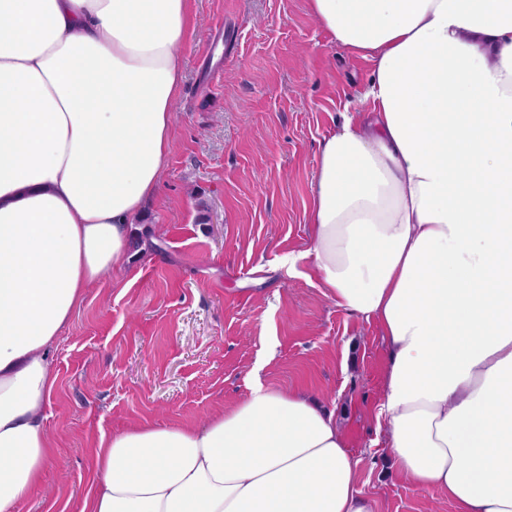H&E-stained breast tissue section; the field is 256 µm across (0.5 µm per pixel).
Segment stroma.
I'll return each instance as SVG.
<instances>
[{
  "instance_id": "stroma-1",
  "label": "stroma",
  "mask_w": 512,
  "mask_h": 512,
  "mask_svg": "<svg viewBox=\"0 0 512 512\" xmlns=\"http://www.w3.org/2000/svg\"><path fill=\"white\" fill-rule=\"evenodd\" d=\"M174 145L134 221L144 248L90 288L52 351L57 448L14 512H82L101 437L141 421L201 423L253 386L302 389L333 411L377 512H459L390 466L376 322L324 296L310 260L309 184L324 139L372 64L332 41L308 0H195Z\"/></svg>"
}]
</instances>
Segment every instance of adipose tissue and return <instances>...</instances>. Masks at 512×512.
I'll return each instance as SVG.
<instances>
[{
	"mask_svg": "<svg viewBox=\"0 0 512 512\" xmlns=\"http://www.w3.org/2000/svg\"><path fill=\"white\" fill-rule=\"evenodd\" d=\"M192 0H0V512L55 447L49 358L130 251L173 143ZM371 60L325 139L308 259L378 323L398 474L512 512V0H309ZM87 512H376L333 414L256 385L204 423L101 438Z\"/></svg>",
	"mask_w": 512,
	"mask_h": 512,
	"instance_id": "ef3b65f1",
	"label": "adipose tissue"
}]
</instances>
